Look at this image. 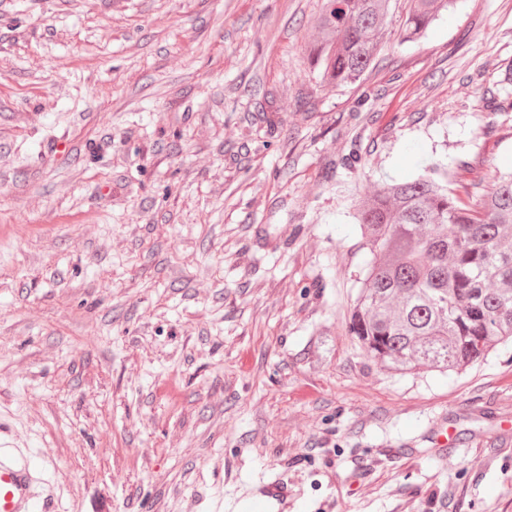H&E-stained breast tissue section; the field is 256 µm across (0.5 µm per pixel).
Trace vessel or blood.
Listing matches in <instances>:
<instances>
[{
    "label": "vessel or blood",
    "mask_w": 512,
    "mask_h": 512,
    "mask_svg": "<svg viewBox=\"0 0 512 512\" xmlns=\"http://www.w3.org/2000/svg\"><path fill=\"white\" fill-rule=\"evenodd\" d=\"M39 470L31 457L0 430V512H57L48 492H36ZM206 512H288V486L272 476L251 493L233 498L215 494Z\"/></svg>",
    "instance_id": "vessel-or-blood-1"
}]
</instances>
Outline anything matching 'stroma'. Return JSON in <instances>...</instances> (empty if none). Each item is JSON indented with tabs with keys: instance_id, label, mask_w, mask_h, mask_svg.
<instances>
[{
	"instance_id": "obj_1",
	"label": "stroma",
	"mask_w": 512,
	"mask_h": 512,
	"mask_svg": "<svg viewBox=\"0 0 512 512\" xmlns=\"http://www.w3.org/2000/svg\"><path fill=\"white\" fill-rule=\"evenodd\" d=\"M323 3L0 0V425L58 512H202L265 474L291 512H512V343L399 375L346 331L374 184L512 169V0L413 42L392 0L338 87L305 53Z\"/></svg>"
}]
</instances>
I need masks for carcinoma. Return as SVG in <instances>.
<instances>
[{
  "instance_id": "obj_1",
  "label": "carcinoma",
  "mask_w": 512,
  "mask_h": 512,
  "mask_svg": "<svg viewBox=\"0 0 512 512\" xmlns=\"http://www.w3.org/2000/svg\"><path fill=\"white\" fill-rule=\"evenodd\" d=\"M454 0H407L414 40ZM390 0H325L309 61L325 83L355 84L383 42ZM448 189V165L383 182L353 213L371 256L347 332L397 374L461 372L512 341V172L467 204Z\"/></svg>"
}]
</instances>
